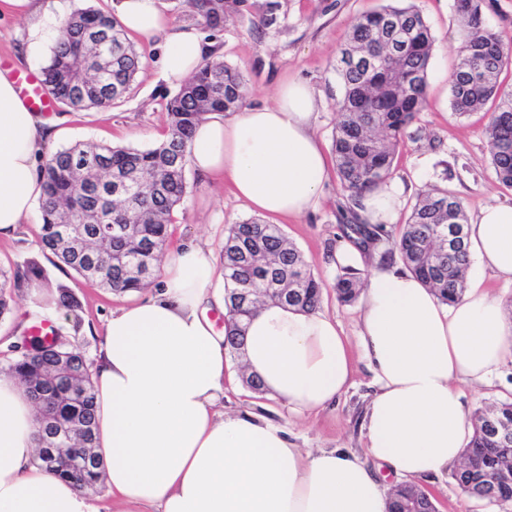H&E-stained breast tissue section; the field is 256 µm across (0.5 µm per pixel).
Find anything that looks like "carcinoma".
Segmentation results:
<instances>
[{
	"mask_svg": "<svg viewBox=\"0 0 512 512\" xmlns=\"http://www.w3.org/2000/svg\"><path fill=\"white\" fill-rule=\"evenodd\" d=\"M496 0H455L466 37L449 79L453 110L465 115L496 102L488 127L489 153L498 181L512 188V91L501 90L499 75L512 63V41L488 26ZM201 23L220 30L241 0H190ZM435 37L412 6H387L352 26L335 71L342 87L340 120L332 142L340 190L358 206L391 176L396 147L426 104L428 71ZM142 59L117 19L77 8L64 20L61 35L43 68L44 86L57 103L75 111L106 108L126 98ZM244 74L221 61L204 59L167 99L168 136L140 150L77 143L51 153L41 169L42 251L52 253L79 277L115 293L139 291L154 279L172 235L174 214L187 193L189 144L195 125L215 112H235L245 101ZM345 236L363 248L387 241L383 256L398 253L444 304L465 292L470 267L464 206L446 189L417 194L406 224L393 236L385 224H370L350 208ZM81 225V243L62 234ZM458 226L460 243L442 248L437 232ZM227 334L224 348L244 354L247 322L269 306L304 312L318 309L322 283L281 228L257 218L228 225L221 249ZM36 281L46 300L70 310L77 304L65 286L50 284L29 261L23 269L0 271V317L10 310L15 289ZM362 281L346 272L335 283L343 303L356 299ZM85 355L69 337L45 348L34 336L26 349L10 346L9 375L26 389L37 420L36 463L55 477L87 491L103 481V466L81 472L62 465L68 450L99 457L96 451V393ZM473 432L454 480L467 497L487 504H512V452L503 450L491 427L512 429V400L473 412ZM388 512H436L429 495L415 485L393 488Z\"/></svg>",
	"mask_w": 512,
	"mask_h": 512,
	"instance_id": "1",
	"label": "carcinoma"
}]
</instances>
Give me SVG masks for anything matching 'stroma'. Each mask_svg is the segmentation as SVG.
<instances>
[{"instance_id":"35a3bbf8","label":"stroma","mask_w":512,"mask_h":512,"mask_svg":"<svg viewBox=\"0 0 512 512\" xmlns=\"http://www.w3.org/2000/svg\"><path fill=\"white\" fill-rule=\"evenodd\" d=\"M273 2V23L264 24L266 2ZM436 37L428 72L427 103L416 123L396 149L391 182L399 184L397 222L391 232L405 224L418 192L448 188L462 201L466 215L476 214L490 201L512 204V188L497 180L486 135L490 113L480 110L465 116L455 113L449 95V79L458 63L461 28L454 0H411ZM396 0H244L233 19L216 33L203 31L213 47L212 58L240 69L248 79L247 105L271 102L279 85L290 79L309 83L316 91L320 122L316 135L324 152L332 150V135L338 121L342 88L333 70L353 24L363 15ZM25 19L0 17V62L19 73H40L44 59H27ZM143 65L133 93L100 110L76 112L60 106L51 119L60 137L47 144L55 151L78 142L147 149L168 131L164 102L176 88L163 77L160 54L162 38H135ZM189 193L176 212L172 245L205 241L221 250L229 224L249 218L250 210L235 198L223 182L187 171ZM347 204L336 171H329L317 208L298 218L280 219L279 225L301 251L311 272L324 284L321 312L335 319L349 345H356L361 315L360 302L338 301L333 284L352 269L369 274L371 260L337 262L336 254L346 239L339 213ZM41 218L18 225L10 235L0 236V269L15 270L28 258H36L48 279L68 287L79 303L77 312L61 308L53 326L69 335L88 362H95L104 326L113 311L146 299L148 291L118 294L84 280L41 251ZM234 377L224 388V410L249 412L285 426L299 447L347 448L365 446L364 413L374 392L373 373L367 362L356 359L352 384L336 402L318 414L297 418L268 393H256L242 381L239 362L228 359ZM438 512H499L498 508L468 499L450 475L422 481Z\"/></svg>"}]
</instances>
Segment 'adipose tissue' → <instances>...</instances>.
<instances>
[{
  "label": "adipose tissue",
  "mask_w": 512,
  "mask_h": 512,
  "mask_svg": "<svg viewBox=\"0 0 512 512\" xmlns=\"http://www.w3.org/2000/svg\"><path fill=\"white\" fill-rule=\"evenodd\" d=\"M29 22L27 53L40 56L58 34L62 0H0V13ZM130 33L164 35L161 65L183 83L208 52L195 28H170L158 0H120ZM317 97L306 82L283 83L272 103L194 130L190 165L220 177L265 217L314 208L328 175L314 129ZM52 126L0 72V234L35 213L43 196L38 161ZM481 269L512 282V205L489 204L467 226ZM218 270L213 249L173 250L160 290L113 312L94 374L97 450L117 512H388L389 490L375 467L414 482L455 468L471 413L458 381L483 382L512 354V319L499 299L472 284L442 304L413 273L374 270L362 294L358 332L375 391L365 415L366 453H307L279 424L220 411L224 336L205 303ZM246 363L264 389L297 415L325 409L349 387L352 360L335 320L322 312L269 307L245 337ZM36 418L15 378L0 377V512H97L87 496L32 461Z\"/></svg>",
  "instance_id": "adipose-tissue-1"
}]
</instances>
